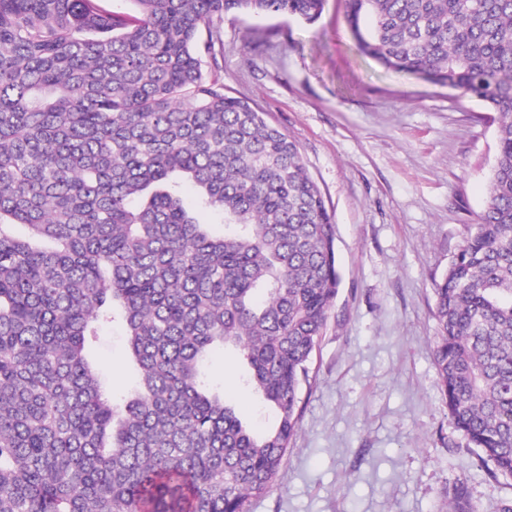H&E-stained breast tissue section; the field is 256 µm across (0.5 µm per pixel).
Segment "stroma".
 Returning a JSON list of instances; mask_svg holds the SVG:
<instances>
[{"label":"stroma","mask_w":512,"mask_h":512,"mask_svg":"<svg viewBox=\"0 0 512 512\" xmlns=\"http://www.w3.org/2000/svg\"><path fill=\"white\" fill-rule=\"evenodd\" d=\"M347 0L316 22L224 16L226 95L294 140L336 220L342 283L309 363L300 428L275 484L249 512H445L455 479L477 512L512 481L477 465L448 420L432 342L433 285L473 232L496 156L497 113L356 48ZM105 388L134 382L121 324L95 347ZM228 351L207 361L226 401L241 395Z\"/></svg>","instance_id":"35a3bbf8"}]
</instances>
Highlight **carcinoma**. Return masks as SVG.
<instances>
[{"label":"carcinoma","mask_w":512,"mask_h":512,"mask_svg":"<svg viewBox=\"0 0 512 512\" xmlns=\"http://www.w3.org/2000/svg\"><path fill=\"white\" fill-rule=\"evenodd\" d=\"M107 2L0 0V512H249L341 273L296 142L224 95L217 50L226 13L312 22L325 0ZM348 5L363 54L500 116L485 209L433 289V356L448 420L512 479V0ZM117 319L138 382L115 402L89 352ZM218 347L271 428L209 387ZM449 495L475 512L464 482Z\"/></svg>","instance_id":"obj_1"}]
</instances>
